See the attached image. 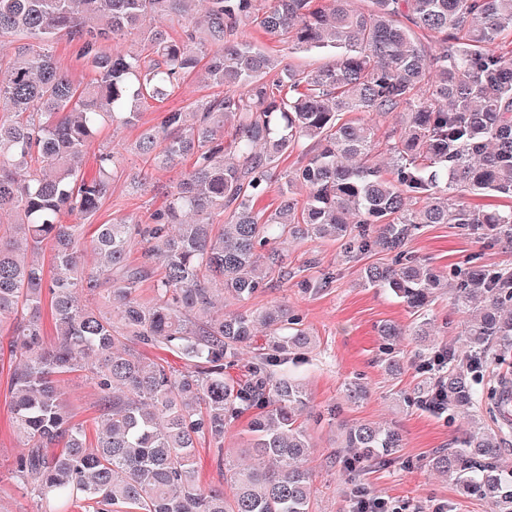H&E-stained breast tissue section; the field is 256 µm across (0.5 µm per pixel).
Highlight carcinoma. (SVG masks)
<instances>
[{
    "label": "carcinoma",
    "instance_id": "carcinoma-1",
    "mask_svg": "<svg viewBox=\"0 0 512 512\" xmlns=\"http://www.w3.org/2000/svg\"><path fill=\"white\" fill-rule=\"evenodd\" d=\"M184 22L172 37L154 22ZM259 30L290 53L331 57L294 68L252 39ZM134 34L140 47L114 43ZM512 0H0V324L11 318L10 414L27 451L12 470L36 512H311L314 447L300 421L304 386L275 367L311 348L286 308L199 318L219 291L246 302L288 279L276 248L288 235L334 241L348 254L380 249L359 286L387 288L417 314L420 358L446 353L425 395L469 414L464 447L440 448L431 469L491 512H512V463L501 438L472 413L486 398L508 412L512 390H479L488 355L512 352V270L474 265L445 280L405 246L422 224L487 229L512 245V204L464 206L456 196L512 201ZM61 36L92 77L75 82L56 56ZM242 94L173 108L143 129L136 150L153 169L186 157L190 170L146 219L100 224L80 259L83 222L111 189L123 152L87 150L104 127L140 122L147 100L164 102L185 77ZM390 175L371 161L380 121ZM280 203L256 208L277 162ZM227 215V223L210 218ZM66 217L75 221L67 223ZM50 246L51 269L27 260ZM144 248L133 264V246ZM160 270L154 297L139 284ZM466 316L464 352L430 338L427 311L443 290ZM55 341L46 342L44 307ZM265 330L266 351L234 378L244 347ZM162 346L185 361L174 373L146 360ZM89 372L97 387L95 438L73 421L63 377ZM249 413V448L261 463L235 469L217 449L224 484L198 478V443L220 442ZM341 447L349 475L402 447L393 427L356 422Z\"/></svg>",
    "mask_w": 512,
    "mask_h": 512
}]
</instances>
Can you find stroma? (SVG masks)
Instances as JSON below:
<instances>
[{
  "mask_svg": "<svg viewBox=\"0 0 512 512\" xmlns=\"http://www.w3.org/2000/svg\"><path fill=\"white\" fill-rule=\"evenodd\" d=\"M222 93V88L190 76L170 100L142 106L141 126L155 124L164 109L188 111L195 101ZM179 174L176 168L148 170L147 191L137 196L130 194L124 176L115 177L108 196L87 221L86 235H93L97 225L138 217L158 207L156 188L172 184ZM407 248L444 275L475 263L512 269L511 247L457 224L423 225ZM283 253L288 280L272 283L246 303L224 302L222 310L231 314L245 307L255 310L285 304L315 336L316 345L304 358L280 367L281 372L302 380L310 399L303 422L315 441L306 463L313 475L312 512H351L361 484L370 494L385 498L392 512H436L440 507L445 512H490L482 500L461 498L447 479L427 466L435 449L457 447L468 420L460 412L440 415L426 410L419 401V390L429 374L415 355L411 337L404 334L387 342L378 332L386 323L405 330L415 320L413 312L389 291L357 285L364 265L390 262V255L374 249L350 257L340 244L310 240L288 241ZM428 316L438 343L460 346L465 316L452 309L447 296L433 302ZM389 353L403 361L400 373L393 376L382 364ZM8 379V368L0 367V512H34L33 501L21 495L11 477L23 442L10 421ZM351 381L367 390L366 397L356 403L344 397ZM352 421L393 424L403 437L398 458L365 463L358 484L348 478L344 468L348 453L339 446V424Z\"/></svg>",
  "mask_w": 512,
  "mask_h": 512,
  "instance_id": "obj_1",
  "label": "stroma"
}]
</instances>
